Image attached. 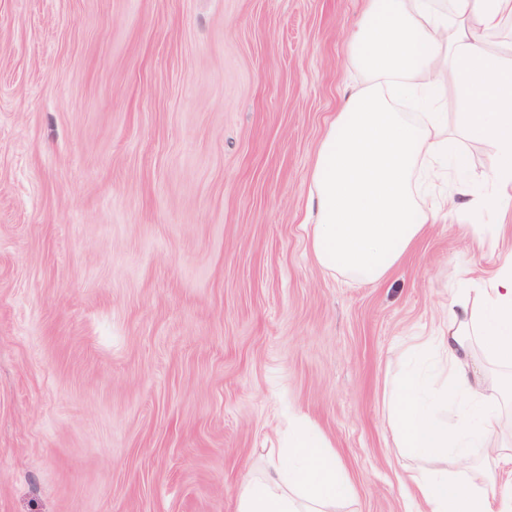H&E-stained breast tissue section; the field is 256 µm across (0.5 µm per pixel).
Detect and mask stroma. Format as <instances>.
Returning <instances> with one entry per match:
<instances>
[{
    "label": "stroma",
    "mask_w": 512,
    "mask_h": 512,
    "mask_svg": "<svg viewBox=\"0 0 512 512\" xmlns=\"http://www.w3.org/2000/svg\"><path fill=\"white\" fill-rule=\"evenodd\" d=\"M364 0H0V512H236L293 415L407 512L386 394L512 251L460 196L383 280L301 227Z\"/></svg>",
    "instance_id": "obj_1"
}]
</instances>
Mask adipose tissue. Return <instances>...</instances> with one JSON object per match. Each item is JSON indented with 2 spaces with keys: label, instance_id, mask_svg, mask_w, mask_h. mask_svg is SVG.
<instances>
[{
  "label": "adipose tissue",
  "instance_id": "obj_1",
  "mask_svg": "<svg viewBox=\"0 0 512 512\" xmlns=\"http://www.w3.org/2000/svg\"><path fill=\"white\" fill-rule=\"evenodd\" d=\"M512 0H366L348 33L349 58L365 83L330 120L311 169L303 219L309 251L324 270L364 282L383 279L448 205L419 194L440 163L469 165L461 140L492 153L490 178L512 187V44L490 49L486 37ZM419 106L416 114L396 104ZM478 309L449 306L448 332L418 341L426 356L442 350L427 374L395 379L390 426L397 447L433 462L407 484L423 512H512L495 462L512 460L499 435L512 412L502 370L512 367V254L475 290ZM324 434L308 419L288 426L283 448L238 495L237 512H336L353 488ZM487 462H472L473 449Z\"/></svg>",
  "mask_w": 512,
  "mask_h": 512
}]
</instances>
